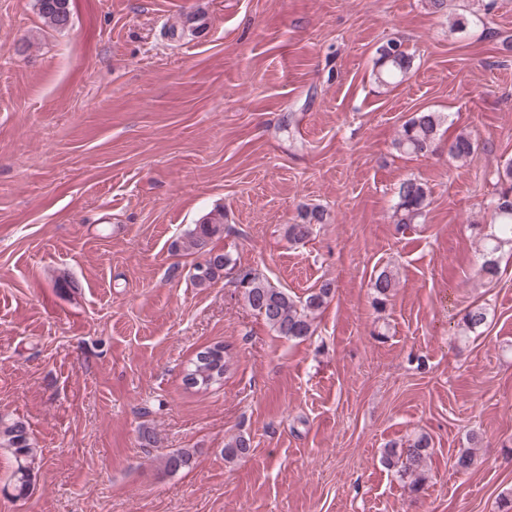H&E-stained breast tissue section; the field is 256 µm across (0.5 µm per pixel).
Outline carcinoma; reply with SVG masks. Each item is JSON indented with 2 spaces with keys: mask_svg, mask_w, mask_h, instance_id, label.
<instances>
[{
  "mask_svg": "<svg viewBox=\"0 0 512 512\" xmlns=\"http://www.w3.org/2000/svg\"><path fill=\"white\" fill-rule=\"evenodd\" d=\"M39 11L45 22L56 30H63L71 23L69 0H38ZM391 42L377 48L378 69L376 80L382 86L400 83L409 73L413 57L406 51L391 54L387 47ZM441 117L435 112H420L407 120L395 142L396 148L404 153L420 154L434 150ZM475 144L466 133L457 134L448 142L449 155L465 161L474 154ZM498 180L506 184L501 190L493 208V220L498 224L497 233L481 239V251L486 257L482 272L487 277L498 273L495 254L502 247L512 244V162L506 163L498 171ZM395 216L399 224H416L422 217L428 191L426 185L416 178L403 180L397 191ZM327 221L324 209L313 206L303 209L299 221L288 225V240L298 244L310 238L317 226ZM224 233V211L209 213L200 223L186 233L185 248L210 255L206 276H191L195 286L206 288L212 283L231 274L234 269L230 254L216 251L210 244L213 238ZM234 287L239 290L247 306L262 317L264 322L279 336L287 339H303L313 334V316L322 308L332 294L331 284L311 292L305 301L295 300L285 288L273 286L262 274L246 272L233 278ZM392 275L383 270L371 282L378 304L384 303L391 288ZM486 322L485 309L479 305L470 307L462 317L463 329L474 332ZM224 345L217 343L199 352L191 362L187 376L200 381V390H208L224 378ZM0 446L12 450L16 468L13 473L14 488L20 495L31 487V478L36 464V452L32 447L27 425L17 419L0 417ZM250 449L246 439L237 437L225 444L224 458L233 460ZM192 455L185 448L177 449L163 456L166 471L176 473L190 465ZM429 458V440L422 435L404 448H385L382 463L397 468V473L411 479L413 491H418L425 481V471Z\"/></svg>",
  "mask_w": 512,
  "mask_h": 512,
  "instance_id": "1",
  "label": "carcinoma"
}]
</instances>
